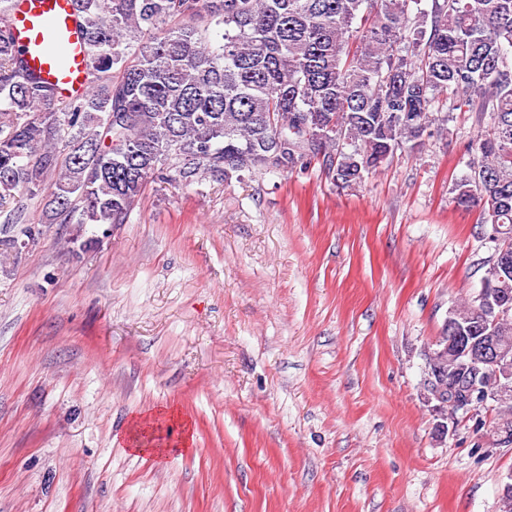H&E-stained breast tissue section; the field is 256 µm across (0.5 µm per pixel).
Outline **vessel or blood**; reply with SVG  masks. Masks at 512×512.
Returning a JSON list of instances; mask_svg holds the SVG:
<instances>
[{"label":"vessel or blood","mask_w":512,"mask_h":512,"mask_svg":"<svg viewBox=\"0 0 512 512\" xmlns=\"http://www.w3.org/2000/svg\"><path fill=\"white\" fill-rule=\"evenodd\" d=\"M72 0H16L8 23L27 66L63 95L86 90V53Z\"/></svg>","instance_id":"obj_1"}]
</instances>
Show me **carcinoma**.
<instances>
[{
  "instance_id": "cac0c4a2",
  "label": "carcinoma",
  "mask_w": 512,
  "mask_h": 512,
  "mask_svg": "<svg viewBox=\"0 0 512 512\" xmlns=\"http://www.w3.org/2000/svg\"><path fill=\"white\" fill-rule=\"evenodd\" d=\"M74 2L90 89L65 100L25 68L0 0L4 223L26 194L55 223L123 224L153 177L228 181L321 154L353 186L465 107L490 127L456 201L512 242V0ZM483 281L512 289V266L492 259Z\"/></svg>"
}]
</instances>
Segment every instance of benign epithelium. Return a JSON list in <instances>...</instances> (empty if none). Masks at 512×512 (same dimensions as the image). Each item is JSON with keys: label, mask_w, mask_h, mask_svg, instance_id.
<instances>
[{"label": "benign epithelium", "mask_w": 512, "mask_h": 512, "mask_svg": "<svg viewBox=\"0 0 512 512\" xmlns=\"http://www.w3.org/2000/svg\"><path fill=\"white\" fill-rule=\"evenodd\" d=\"M472 305L479 318L466 330L447 319L448 335L439 337L426 354L425 402L433 405L434 432L441 439L460 414L474 418L488 405L512 409V350L498 345L500 337L493 335L512 316V290L482 287L472 297ZM481 375L493 377L495 389L478 382ZM481 437L492 447L512 446V429L507 426H487Z\"/></svg>", "instance_id": "obj_1"}]
</instances>
